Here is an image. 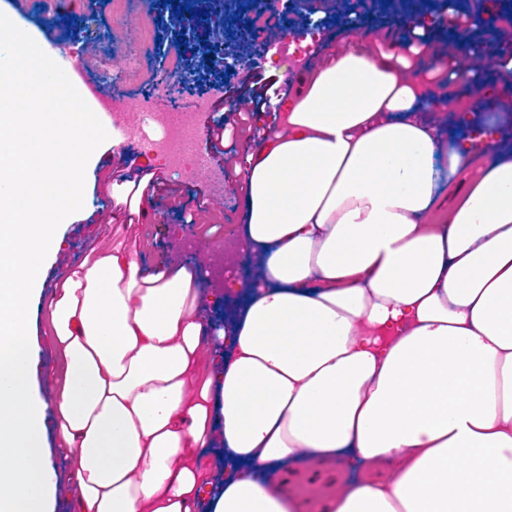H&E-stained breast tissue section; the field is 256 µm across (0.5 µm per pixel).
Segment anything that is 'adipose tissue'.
I'll use <instances>...</instances> for the list:
<instances>
[{
	"label": "adipose tissue",
	"instance_id": "ef3b65f1",
	"mask_svg": "<svg viewBox=\"0 0 512 512\" xmlns=\"http://www.w3.org/2000/svg\"><path fill=\"white\" fill-rule=\"evenodd\" d=\"M403 30L322 50L235 164L244 256L214 295L222 369L202 341L206 266L145 272L135 239L53 285L49 400L30 309L99 129L46 111L70 91L37 57L0 60V512H54L64 488L80 512H300L260 474L301 455L331 474L322 512H512V149L442 148L446 118L470 113L459 46ZM219 438L217 494L197 451Z\"/></svg>",
	"mask_w": 512,
	"mask_h": 512
}]
</instances>
